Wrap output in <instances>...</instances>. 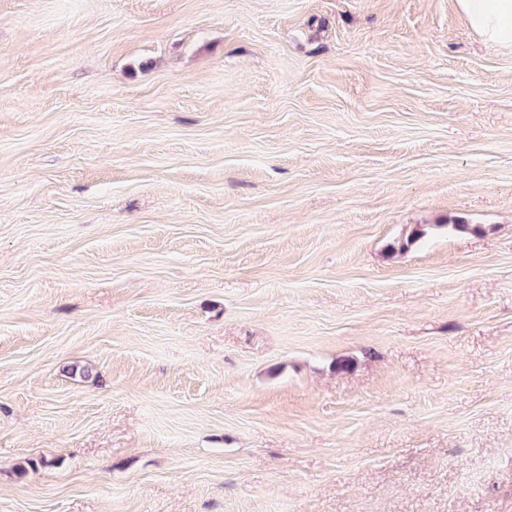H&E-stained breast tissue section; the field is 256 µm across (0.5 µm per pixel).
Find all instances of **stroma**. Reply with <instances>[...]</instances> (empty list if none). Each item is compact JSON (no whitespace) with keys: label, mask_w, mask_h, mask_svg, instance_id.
Instances as JSON below:
<instances>
[{"label":"stroma","mask_w":512,"mask_h":512,"mask_svg":"<svg viewBox=\"0 0 512 512\" xmlns=\"http://www.w3.org/2000/svg\"><path fill=\"white\" fill-rule=\"evenodd\" d=\"M0 512H512V51L0 0Z\"/></svg>","instance_id":"1"}]
</instances>
